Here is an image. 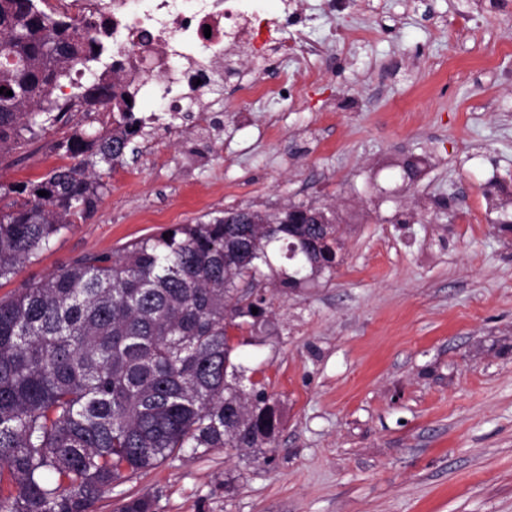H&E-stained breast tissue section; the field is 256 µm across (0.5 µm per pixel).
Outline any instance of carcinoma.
Here are the masks:
<instances>
[{"instance_id": "cac0c4a2", "label": "carcinoma", "mask_w": 512, "mask_h": 512, "mask_svg": "<svg viewBox=\"0 0 512 512\" xmlns=\"http://www.w3.org/2000/svg\"><path fill=\"white\" fill-rule=\"evenodd\" d=\"M104 28L54 17L40 0H0V88L13 92L0 94V163L73 107L112 112L104 133L55 144L77 163L12 187L19 199L0 209V280L96 208L103 176L141 132L135 93L102 63L93 33ZM302 208L269 224L246 212L234 224L200 218L117 256L83 254L0 299V512H97L106 492L188 449L272 445L275 403L262 383L247 391L237 382L224 326L265 328V299L244 308L239 289L262 287L260 266L273 268L272 257L288 261L278 273L285 289L335 269L336 226L308 223ZM111 512H155V500L127 493Z\"/></svg>"}]
</instances>
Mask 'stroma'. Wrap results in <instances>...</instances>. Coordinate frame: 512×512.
<instances>
[{
	"mask_svg": "<svg viewBox=\"0 0 512 512\" xmlns=\"http://www.w3.org/2000/svg\"><path fill=\"white\" fill-rule=\"evenodd\" d=\"M294 56L320 71L291 97L224 79L222 111L151 116L93 212L11 281L206 214L332 208L340 262L305 288L267 279L268 325L237 349L281 425L272 447L216 448L126 480L156 512H512V233L487 194L512 198V0H299ZM96 116L0 164L15 184L69 164L54 151ZM420 161L414 182L405 161Z\"/></svg>",
	"mask_w": 512,
	"mask_h": 512,
	"instance_id": "obj_1",
	"label": "stroma"
}]
</instances>
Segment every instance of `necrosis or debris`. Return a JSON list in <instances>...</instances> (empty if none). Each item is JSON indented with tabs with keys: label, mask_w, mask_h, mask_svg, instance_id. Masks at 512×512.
<instances>
[{
	"label": "necrosis or debris",
	"mask_w": 512,
	"mask_h": 512,
	"mask_svg": "<svg viewBox=\"0 0 512 512\" xmlns=\"http://www.w3.org/2000/svg\"><path fill=\"white\" fill-rule=\"evenodd\" d=\"M60 7L75 17H102L115 74L165 112L204 109L239 55L254 65L248 88L259 99L282 96L317 77L306 67L268 75V52L292 53L282 34L304 18L295 11L269 16L264 0H61Z\"/></svg>",
	"instance_id": "necrosis-or-debris-1"
}]
</instances>
